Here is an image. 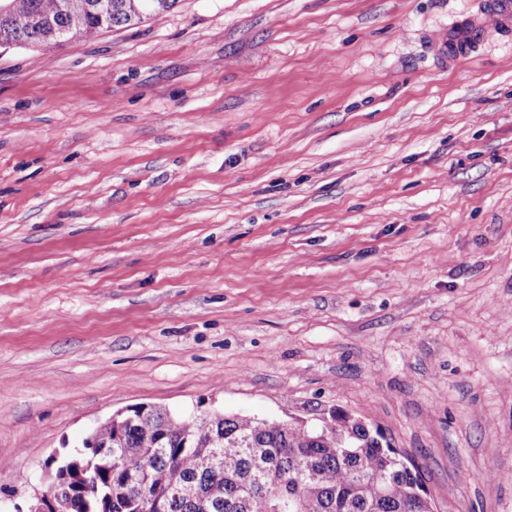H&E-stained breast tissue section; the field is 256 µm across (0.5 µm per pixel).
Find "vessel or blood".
Here are the masks:
<instances>
[{"label": "vessel or blood", "instance_id": "b4317fda", "mask_svg": "<svg viewBox=\"0 0 512 512\" xmlns=\"http://www.w3.org/2000/svg\"><path fill=\"white\" fill-rule=\"evenodd\" d=\"M512 33V0H479L476 12L449 25L443 41L449 63L468 56L478 45Z\"/></svg>", "mask_w": 512, "mask_h": 512}]
</instances>
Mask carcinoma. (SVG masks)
I'll return each instance as SVG.
<instances>
[{
    "instance_id": "obj_1",
    "label": "carcinoma",
    "mask_w": 512,
    "mask_h": 512,
    "mask_svg": "<svg viewBox=\"0 0 512 512\" xmlns=\"http://www.w3.org/2000/svg\"><path fill=\"white\" fill-rule=\"evenodd\" d=\"M87 2L88 10L65 12L62 0H23L0 16V40L42 45L36 16L61 28L64 43L88 38L99 18L98 0ZM107 2L112 27L176 0ZM125 418L112 431L119 464L86 439L73 453L94 461L99 489L82 486L75 471L62 475L66 512H142L145 498L162 501L163 512H433L419 468L349 413L319 428L219 413L185 418L157 406Z\"/></svg>"
}]
</instances>
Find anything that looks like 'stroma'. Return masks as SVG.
Here are the masks:
<instances>
[{
    "mask_svg": "<svg viewBox=\"0 0 512 512\" xmlns=\"http://www.w3.org/2000/svg\"><path fill=\"white\" fill-rule=\"evenodd\" d=\"M478 0H177L0 48V512L101 421L338 411L512 512V36ZM512 32L511 0H480L476 12L448 26L442 43L448 48V63L465 58L478 45Z\"/></svg>",
    "mask_w": 512,
    "mask_h": 512,
    "instance_id": "35a3bbf8",
    "label": "stroma"
}]
</instances>
